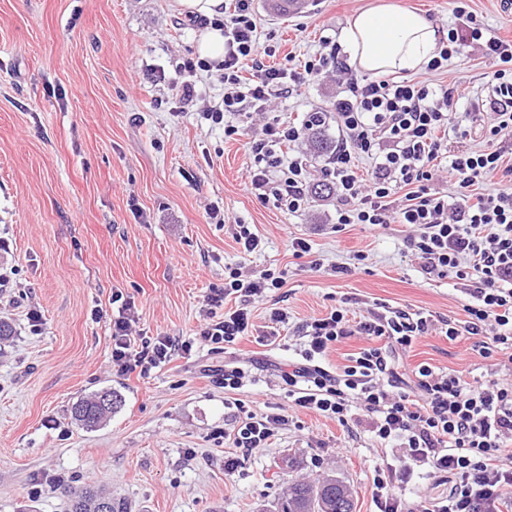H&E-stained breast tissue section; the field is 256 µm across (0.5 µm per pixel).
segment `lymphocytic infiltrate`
I'll return each instance as SVG.
<instances>
[{
    "mask_svg": "<svg viewBox=\"0 0 512 512\" xmlns=\"http://www.w3.org/2000/svg\"><path fill=\"white\" fill-rule=\"evenodd\" d=\"M453 14L456 22L427 70L444 71L452 57L483 42L486 55L497 62L488 95L469 101L462 90L445 84L400 76L346 77L334 104L340 139L324 173L335 186L338 225H408L424 275L452 274L470 282L467 318L460 324L445 321L439 328L432 316L386 303H373L360 314L341 305L331 307L306 322L301 360L281 372L288 402L267 413L249 410L239 397L243 372L225 368L224 392L233 396L240 415L229 436L233 450L224 458L225 475H234L254 450L266 447L275 428L288 424L293 412L312 411L345 426L360 411L377 442L404 451L398 465L375 469L376 512H507L512 506V379L469 381L421 364L409 385L393 357L435 330L451 340L466 337L472 350L486 359L512 351V163L494 146L512 136V40L487 36L465 0H454ZM200 24L223 31L224 57L217 63L196 56L185 59L181 69L189 78L177 88L180 99H193V74L219 70L224 96L220 105L204 113V120L223 127L228 137L237 134L238 121L261 120V136L247 146L251 189L261 202L291 213L305 210L307 158L301 152L287 154L285 148L306 141L308 130L320 126L323 115L308 113L299 125L270 123L266 117L277 95L344 74L338 47L316 53L300 71L266 65L264 59L273 50L259 45L252 0H231L223 15L201 19ZM457 105L463 118L478 121L488 147L454 155L443 167L438 162L442 135ZM362 155L374 160L372 171L363 177L358 174ZM497 176L502 179L497 192H479L480 184ZM441 179L450 191L429 192L428 183ZM283 284L268 269L247 278L230 269L223 287L212 289L206 298L209 311L199 332L201 344L223 354L250 336L259 344L278 338L287 312L272 310L267 329L259 332L250 306ZM137 321L130 301L122 303L112 321V361L121 371H145L170 361L175 351H190L189 343L167 336H133ZM353 336L363 337L366 345L347 365L334 373L320 366V358ZM418 466L439 475L447 493L425 494L412 505L392 490L393 480L409 482Z\"/></svg>",
    "mask_w": 512,
    "mask_h": 512,
    "instance_id": "lymphocytic-infiltrate-1",
    "label": "lymphocytic infiltrate"
}]
</instances>
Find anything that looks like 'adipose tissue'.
I'll list each match as a JSON object with an SVG mask.
<instances>
[{"mask_svg":"<svg viewBox=\"0 0 512 512\" xmlns=\"http://www.w3.org/2000/svg\"><path fill=\"white\" fill-rule=\"evenodd\" d=\"M442 34L425 15L388 6L358 11L348 21L344 45L365 72H416L440 50Z\"/></svg>","mask_w":512,"mask_h":512,"instance_id":"obj_1","label":"adipose tissue"}]
</instances>
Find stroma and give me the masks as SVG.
Instances as JSON below:
<instances>
[{
  "mask_svg": "<svg viewBox=\"0 0 512 512\" xmlns=\"http://www.w3.org/2000/svg\"><path fill=\"white\" fill-rule=\"evenodd\" d=\"M386 2L422 12L440 28L454 22L450 0H301L290 12L253 0L269 65L297 68L342 44L350 17ZM203 27L176 0H0V319L14 336L0 344V512H68L65 483L89 485L129 512H277L291 483L329 475L348 485L355 512H372L373 466L393 458L365 426H340L312 411L275 430L243 472L224 476V435L238 424L224 402L223 366L245 372L256 413L285 403L281 365L298 360L299 325L343 301L381 300L408 312L460 322L469 303L455 277L426 278L409 246V226H336V197L312 195L291 213L261 203L248 182L245 144L201 119L220 103L216 73L198 72L183 103L179 63L197 53ZM496 68L474 45L437 81L477 98ZM340 90L326 80L275 100L281 118L330 112ZM219 210L223 223L212 219ZM258 234L261 252L242 255L235 223ZM308 239L297 258L292 238ZM280 270L283 287L251 305L256 326L272 309L288 313L268 346L243 340L233 354L200 344L204 299L224 285L226 267ZM349 267L340 276L336 267ZM135 303V330L192 345L148 372L112 363L113 295ZM37 309L40 331L26 314ZM467 377L508 378L466 338L419 339L398 358ZM110 388L122 402L86 430L71 418L80 399Z\"/></svg>",
  "mask_w": 512,
  "mask_h": 512,
  "instance_id": "1",
  "label": "stroma"
}]
</instances>
